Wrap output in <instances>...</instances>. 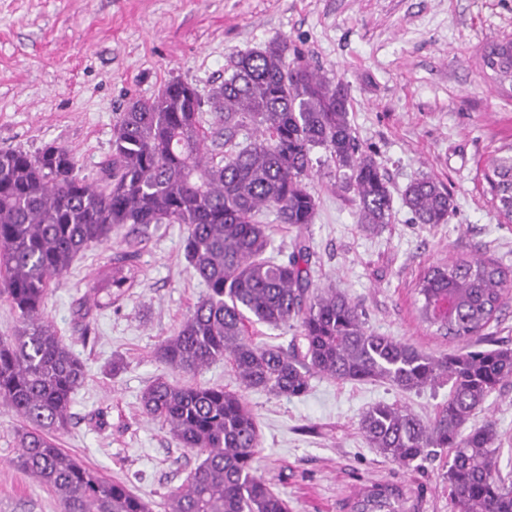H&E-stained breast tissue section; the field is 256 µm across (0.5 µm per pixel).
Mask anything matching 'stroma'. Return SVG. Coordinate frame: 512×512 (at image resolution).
Masks as SVG:
<instances>
[{
	"mask_svg": "<svg viewBox=\"0 0 512 512\" xmlns=\"http://www.w3.org/2000/svg\"><path fill=\"white\" fill-rule=\"evenodd\" d=\"M509 37L512 0H0V149L35 152L55 143L72 153L80 176L95 180L112 153L114 121L130 102L153 98L174 77L208 96L237 52L287 41L312 69L347 87L359 147L385 172L393 207L390 223L358 224L352 194L335 187L319 164L323 150H314V220L300 230L264 214L269 256L286 259L305 236L314 285L346 293L372 332L450 352L454 343L417 319L413 283L426 266L448 259L512 268V224L501 223L484 178L495 151L512 142V98L479 64L486 44ZM422 175L452 195L448 223H413L402 192ZM187 234L183 224H154L142 235L119 228L50 281L43 308L86 366L71 423L53 435L58 448L125 481L154 512H166L169 494L199 459L143 414L144 389L159 378L237 386L225 362L191 376L154 357L206 292L184 258ZM128 248L138 251L134 287L114 304L96 305L91 283ZM245 398L262 437L258 472L290 512H349L348 500L374 483L396 488L404 512H451L444 454L391 463L359 429L378 403L433 415L447 386L404 393L385 382L318 375L299 398L260 389ZM488 420L502 439L499 468L512 475V382L472 423ZM23 425L0 406V512H61L57 497L14 464Z\"/></svg>",
	"mask_w": 512,
	"mask_h": 512,
	"instance_id": "stroma-1",
	"label": "stroma"
}]
</instances>
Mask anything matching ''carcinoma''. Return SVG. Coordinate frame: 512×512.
I'll return each instance as SVG.
<instances>
[{
    "mask_svg": "<svg viewBox=\"0 0 512 512\" xmlns=\"http://www.w3.org/2000/svg\"><path fill=\"white\" fill-rule=\"evenodd\" d=\"M288 42L274 40L234 56L231 74L208 100L174 78L156 96L137 100L112 128V155L95 182L76 171L62 146L35 153L0 150V279L18 326L0 337V402L21 416L15 464L57 496L62 512H153L120 480H108L65 454L50 432L67 427L72 395L85 366L43 318L50 280L92 244L130 224H186L184 256L207 287L176 335L161 342L159 362L186 374L224 360L239 389L174 385L161 378L145 388V415L162 421L182 448L203 456L185 484L169 495L168 512H288V501L257 473L258 423L243 392L261 389L301 397L310 380L382 381L420 393L448 383V401L423 420L397 404L366 411L359 428L369 447L401 465L435 448L448 454L441 477L453 512H512V477L497 467L500 436L474 413L512 381V347H483L489 325L512 288V270L484 258L450 259L424 268L414 283L416 313L435 336L458 344L429 354L369 330L359 306L333 289L311 288L313 251L299 239L287 259L264 257L269 210L299 229L313 222L318 201L306 179L312 153L343 172L340 189L354 195L358 223L388 224L392 193L372 155L359 151L347 90L335 78L288 61ZM483 71L512 96V38L484 47ZM218 127L201 123L203 106ZM255 138L234 142L243 128ZM224 138V158L207 157L208 137ZM485 179L500 218L512 224V142L489 161ZM403 202L419 224H446L447 188L429 177L412 181ZM136 253L112 259L90 295L116 301L132 287ZM298 320L305 352L255 341L249 326L273 328ZM355 512H403L400 495L375 484Z\"/></svg>",
    "mask_w": 512,
    "mask_h": 512,
    "instance_id": "obj_1",
    "label": "carcinoma"
}]
</instances>
